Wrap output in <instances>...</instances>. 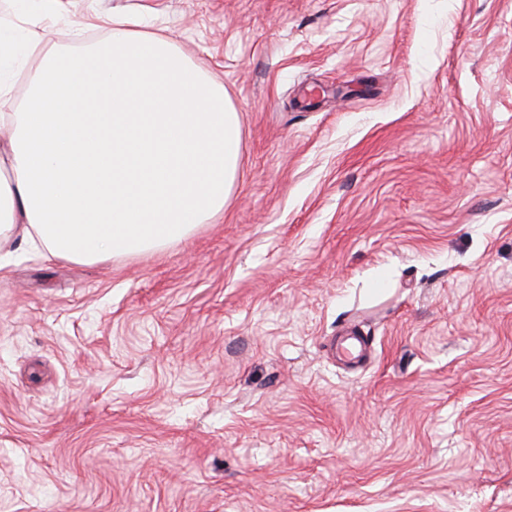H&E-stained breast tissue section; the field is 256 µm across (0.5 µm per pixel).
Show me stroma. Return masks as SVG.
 <instances>
[{"label":"stroma","instance_id":"stroma-1","mask_svg":"<svg viewBox=\"0 0 512 512\" xmlns=\"http://www.w3.org/2000/svg\"><path fill=\"white\" fill-rule=\"evenodd\" d=\"M61 7L171 39L241 159L167 248L0 249V512H512V0Z\"/></svg>","mask_w":512,"mask_h":512}]
</instances>
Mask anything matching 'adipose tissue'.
Here are the masks:
<instances>
[{
	"instance_id": "ef3b65f1",
	"label": "adipose tissue",
	"mask_w": 512,
	"mask_h": 512,
	"mask_svg": "<svg viewBox=\"0 0 512 512\" xmlns=\"http://www.w3.org/2000/svg\"><path fill=\"white\" fill-rule=\"evenodd\" d=\"M55 0L0 22V243L93 264L162 249L223 211L240 161L236 109L167 38L134 17L71 22ZM99 42L44 55L20 110L14 76L50 35Z\"/></svg>"
}]
</instances>
